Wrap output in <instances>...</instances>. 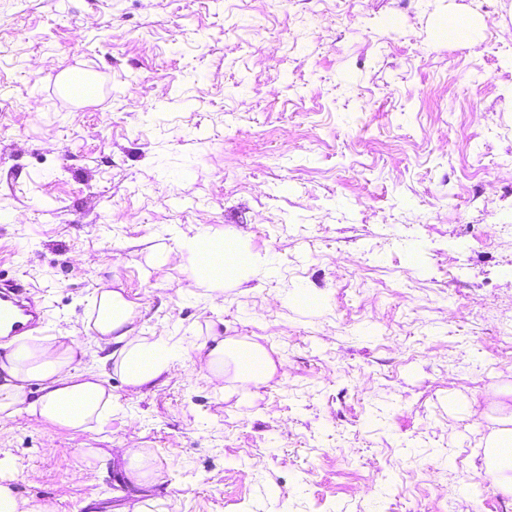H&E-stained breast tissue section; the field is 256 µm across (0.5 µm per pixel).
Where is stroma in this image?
I'll use <instances>...</instances> for the list:
<instances>
[{
    "instance_id": "35a3bbf8",
    "label": "stroma",
    "mask_w": 512,
    "mask_h": 512,
    "mask_svg": "<svg viewBox=\"0 0 512 512\" xmlns=\"http://www.w3.org/2000/svg\"><path fill=\"white\" fill-rule=\"evenodd\" d=\"M72 70L95 98L59 94ZM1 212L41 335L84 336L109 283L179 352L156 388L106 375L103 426L0 423L18 497L512 512L480 473L512 388V0H0ZM200 234L258 260L215 302L170 258ZM211 321L283 373L215 391ZM132 442L143 494L91 454Z\"/></svg>"
}]
</instances>
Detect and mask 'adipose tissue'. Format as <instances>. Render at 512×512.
<instances>
[{
    "instance_id": "obj_1",
    "label": "adipose tissue",
    "mask_w": 512,
    "mask_h": 512,
    "mask_svg": "<svg viewBox=\"0 0 512 512\" xmlns=\"http://www.w3.org/2000/svg\"><path fill=\"white\" fill-rule=\"evenodd\" d=\"M192 277L219 299L228 282H241L255 257L232 237L197 236L185 243ZM93 318L87 329L101 355L96 369L82 368L83 339L70 335L34 337L20 334L0 342V423L26 415L74 431L90 423H104L112 413V394L102 381L115 370L127 386L143 389L162 384L175 350L162 336L140 335L132 302L115 289L100 287L92 302ZM199 371L215 390H222L225 374L248 386L270 379L275 364L261 346L210 330L197 348ZM483 473L499 491L512 496V429L487 440Z\"/></svg>"
}]
</instances>
